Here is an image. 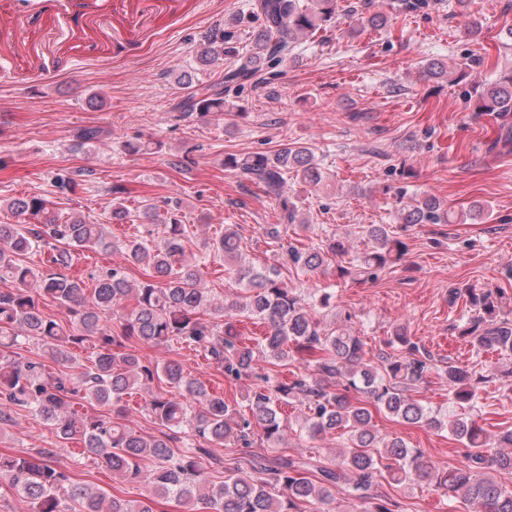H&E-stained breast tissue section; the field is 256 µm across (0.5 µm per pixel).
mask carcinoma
I'll return each mask as SVG.
<instances>
[{"label":"carcinoma","mask_w":512,"mask_h":512,"mask_svg":"<svg viewBox=\"0 0 512 512\" xmlns=\"http://www.w3.org/2000/svg\"><path fill=\"white\" fill-rule=\"evenodd\" d=\"M338 0H251L250 14L258 22L251 52L239 65L224 70L216 84L197 88L179 78L189 90L180 104L183 112H226L224 94L257 85V76L276 73L292 58L298 44L306 42L336 21ZM231 33L219 25L211 30L199 55L208 66L224 56ZM432 61L424 68L430 78L464 74ZM478 112H512V72L482 86L475 95ZM107 132L95 126L78 133L82 147H94ZM224 167L240 171L263 193L277 201L281 222L264 228L276 243L288 225L297 220L298 205L288 195V175L295 180L319 185L323 171L306 146L285 143L271 152L245 156L229 155ZM89 169L58 175L61 193L73 190ZM44 197L21 196L4 209L15 219L0 223V282L14 288L0 292V410L17 406L38 412L61 440H76L83 453L104 460L112 473L128 482L143 481L148 494L141 499L108 496L87 484L70 481L60 470L53 450L44 448L37 458L0 454V479L9 481L30 512H155L160 499L173 498L189 512H335L333 489L341 486L351 503L364 505L363 512H394L374 492L378 474L387 473L390 483L431 485L444 488L448 496L463 504L465 512H512V487L501 483L495 473H512V428L501 432L496 444L504 452L487 457V438L475 417L464 409L477 405L473 373L448 366V392L463 411L441 414L413 399L410 391L431 369L430 357L407 336L394 331L389 345L406 355L382 353L381 364L365 359V342L343 329H325L281 278L276 265L254 267L242 263V237L237 225L224 227L213 242V250L224 257L244 285L241 294L213 300L206 287L203 269L186 255L185 225L176 208L162 212L153 203L130 210L122 199H112V224L138 223L136 237L124 244L126 261L145 270L143 280L132 283L124 270L114 268L95 279L92 296L86 297L84 281L65 270L77 250L93 247L112 250L106 224H92L80 216L62 219L49 209ZM407 224H464L475 218L474 210L451 211L441 201L426 196L407 206ZM39 223L30 224L28 220ZM163 227L155 240L154 226ZM368 238L376 249L364 254L357 273L397 261L406 244L389 235L383 224H371ZM35 248L47 249L52 271L27 264L23 256ZM288 261L303 271L316 273L324 256L314 249L288 248ZM135 306L125 309L124 302ZM66 308L73 316L65 328L46 314V303ZM502 296L485 289H471L468 334L478 349L512 353V322L497 321ZM224 316L219 324L207 319L211 313ZM265 327L261 340L245 342L242 319ZM136 340L159 346L185 344L221 367L228 382L251 375L256 356L272 365L288 360L289 352L304 353L315 364L313 373L292 380L266 375L264 384L244 400L231 403L217 392L185 373L176 360L153 366L126 342ZM25 340L37 341L58 362L69 359L74 348L89 352L90 366L72 377L45 374V365L33 358L13 357L11 349ZM144 392L146 409L165 428L159 436H147L124 416L126 398ZM298 401L303 406L300 433L311 439L340 429L347 442L334 463H299L283 456L257 475L230 474L220 484L208 480L202 457L206 448H188L175 453L172 442L185 430L219 445L251 444L258 435L269 448L283 440L282 406ZM112 411V416L80 411L84 404ZM384 411L408 424L450 432L465 448L466 463L439 472L410 448L401 437H379L372 425V410ZM149 458L154 466L142 469Z\"/></svg>","instance_id":"1"}]
</instances>
